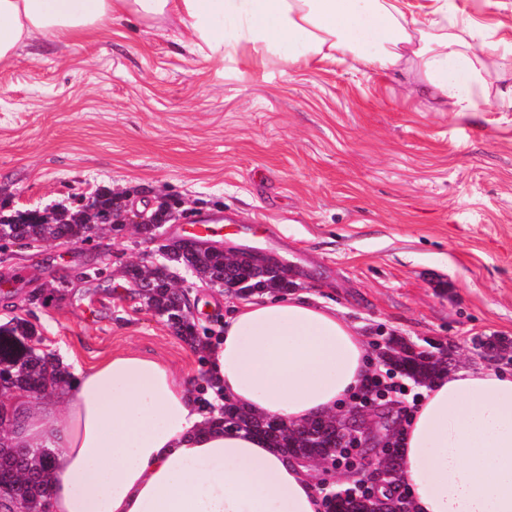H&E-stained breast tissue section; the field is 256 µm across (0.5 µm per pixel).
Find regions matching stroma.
Instances as JSON below:
<instances>
[{"label":"stroma","mask_w":512,"mask_h":512,"mask_svg":"<svg viewBox=\"0 0 512 512\" xmlns=\"http://www.w3.org/2000/svg\"><path fill=\"white\" fill-rule=\"evenodd\" d=\"M453 4L512 41V0ZM410 85L348 57L215 66L174 18L30 43L0 66V203L42 210L108 189L149 213L179 199L165 236L224 217L226 245L282 259L296 293L356 325L374 372L399 337L446 351L453 370L512 375V106L436 112ZM155 249L131 226L92 247L10 246L0 274L24 278L0 324L27 319L46 352L82 365L146 356L212 395L204 348L239 299L181 272L197 303L184 340L122 275Z\"/></svg>","instance_id":"obj_1"}]
</instances>
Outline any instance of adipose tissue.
I'll return each mask as SVG.
<instances>
[{"mask_svg":"<svg viewBox=\"0 0 512 512\" xmlns=\"http://www.w3.org/2000/svg\"><path fill=\"white\" fill-rule=\"evenodd\" d=\"M181 18L210 61L291 67L343 56L416 73L440 112H469L498 42L438 0H0V65L34 41L87 40L113 17ZM226 401L291 424L337 414L369 373L353 326L305 296L252 298L207 350ZM0 441L51 450L52 512H323L311 467L213 421L191 384L132 353L76 367L52 399L18 394ZM412 512H512V377L460 370L434 381L398 428Z\"/></svg>","mask_w":512,"mask_h":512,"instance_id":"1","label":"adipose tissue"}]
</instances>
